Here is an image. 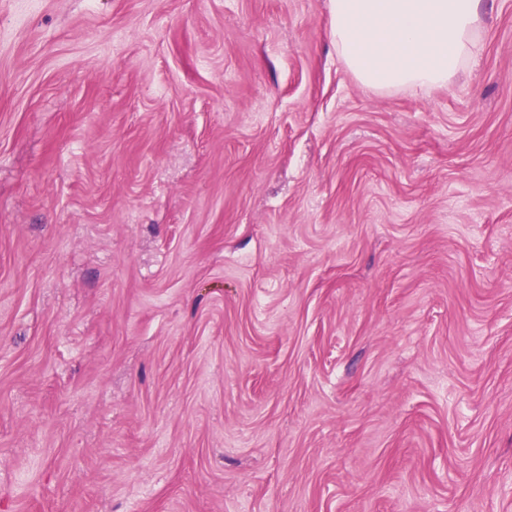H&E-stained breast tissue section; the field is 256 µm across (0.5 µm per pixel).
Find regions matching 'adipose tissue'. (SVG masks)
<instances>
[{
	"label": "adipose tissue",
	"instance_id": "1",
	"mask_svg": "<svg viewBox=\"0 0 512 512\" xmlns=\"http://www.w3.org/2000/svg\"><path fill=\"white\" fill-rule=\"evenodd\" d=\"M484 0H332L330 34L365 87L449 85L479 43Z\"/></svg>",
	"mask_w": 512,
	"mask_h": 512
}]
</instances>
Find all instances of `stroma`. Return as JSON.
I'll use <instances>...</instances> for the list:
<instances>
[{"instance_id":"35a3bbf8","label":"stroma","mask_w":512,"mask_h":512,"mask_svg":"<svg viewBox=\"0 0 512 512\" xmlns=\"http://www.w3.org/2000/svg\"><path fill=\"white\" fill-rule=\"evenodd\" d=\"M362 86L332 0H0V512H512V0Z\"/></svg>"}]
</instances>
